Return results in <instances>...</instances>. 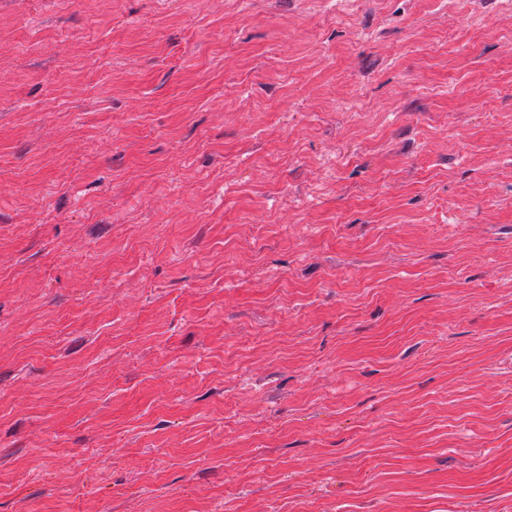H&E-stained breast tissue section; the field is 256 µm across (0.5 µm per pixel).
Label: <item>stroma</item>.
<instances>
[{
	"label": "stroma",
	"instance_id": "stroma-1",
	"mask_svg": "<svg viewBox=\"0 0 512 512\" xmlns=\"http://www.w3.org/2000/svg\"><path fill=\"white\" fill-rule=\"evenodd\" d=\"M367 502L512 512V6L0 0V512Z\"/></svg>",
	"mask_w": 512,
	"mask_h": 512
}]
</instances>
